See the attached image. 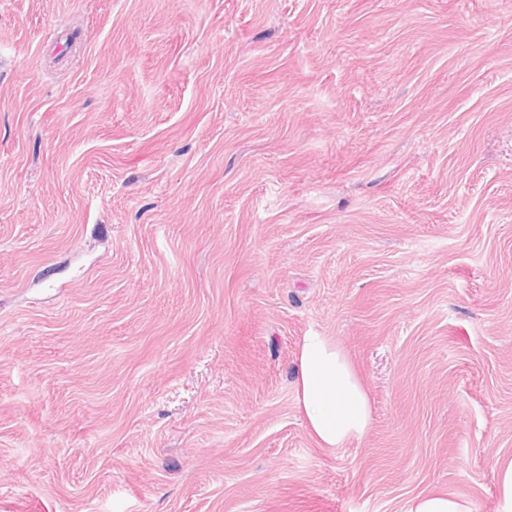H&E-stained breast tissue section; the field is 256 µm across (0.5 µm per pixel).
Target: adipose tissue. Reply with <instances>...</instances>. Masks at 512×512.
<instances>
[{"label":"adipose tissue","instance_id":"adipose-tissue-1","mask_svg":"<svg viewBox=\"0 0 512 512\" xmlns=\"http://www.w3.org/2000/svg\"><path fill=\"white\" fill-rule=\"evenodd\" d=\"M295 398L321 447L361 440L372 424L368 390L345 348L318 328L301 337L294 361Z\"/></svg>","mask_w":512,"mask_h":512}]
</instances>
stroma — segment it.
<instances>
[{
	"mask_svg": "<svg viewBox=\"0 0 512 512\" xmlns=\"http://www.w3.org/2000/svg\"><path fill=\"white\" fill-rule=\"evenodd\" d=\"M509 460L512 0H7L0 512H494ZM294 377L298 409L322 448H343L369 432L368 390L337 340L310 327L298 343ZM471 503L444 491L421 492L412 497L406 512H472Z\"/></svg>",
	"mask_w": 512,
	"mask_h": 512,
	"instance_id": "obj_1",
	"label": "stroma"
}]
</instances>
